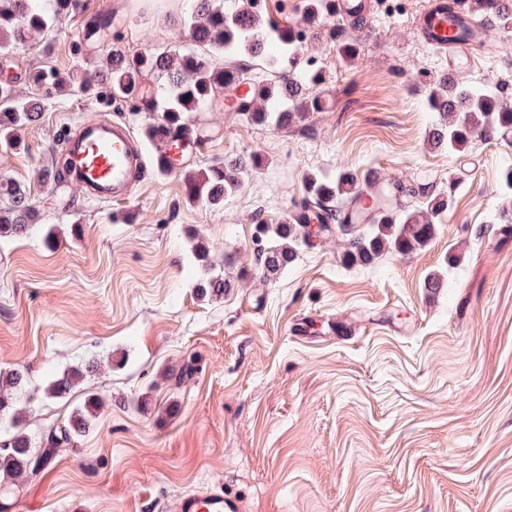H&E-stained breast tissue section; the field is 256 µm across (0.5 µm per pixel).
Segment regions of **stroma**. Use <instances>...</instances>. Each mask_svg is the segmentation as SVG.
<instances>
[{"label":"stroma","mask_w":512,"mask_h":512,"mask_svg":"<svg viewBox=\"0 0 512 512\" xmlns=\"http://www.w3.org/2000/svg\"><path fill=\"white\" fill-rule=\"evenodd\" d=\"M368 2V30L338 16L316 39L298 0H259L263 17L301 31V66L323 76L322 111L288 128L229 109L192 113L200 140L175 172L149 167L119 202L44 182L58 131L108 115L151 160L145 130L157 114L103 86L34 87L26 75L93 68L114 44L182 46L186 0H81L52 36L10 52L16 90L40 115L18 146H0V179L25 186L37 216L25 236H0V369L26 367L37 390L71 365H96L82 388L28 405L34 442L84 392L107 405L77 446L0 492V512H174L181 494L211 486L241 512H512V231L502 218L512 135L465 154L426 139L436 119L426 94L444 74L512 97V28L487 30L452 66L418 36L429 0ZM104 14L115 17L109 40L79 39ZM344 41L354 58L339 54ZM253 154L259 167L223 205L188 200L187 172ZM344 166L453 189L454 203L420 251L349 267L335 233L264 278L258 221L280 222L308 174ZM200 240L205 264L193 257ZM433 273L436 293L424 286ZM217 274L229 288L199 297L197 282ZM189 361L191 378L163 379Z\"/></svg>","instance_id":"35a3bbf8"}]
</instances>
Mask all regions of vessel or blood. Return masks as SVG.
<instances>
[{
    "label": "vessel or blood",
    "mask_w": 512,
    "mask_h": 512,
    "mask_svg": "<svg viewBox=\"0 0 512 512\" xmlns=\"http://www.w3.org/2000/svg\"><path fill=\"white\" fill-rule=\"evenodd\" d=\"M419 28L424 41L435 50L457 60L469 57L486 30L484 22L469 12L449 10L447 0H431L421 16ZM62 144L71 160L64 179L74 181L86 200L125 199L131 187L146 172L141 149L127 126L109 117L82 123L65 135ZM238 499L217 488H204L181 495L175 512H240Z\"/></svg>",
    "instance_id": "b4317fda"
}]
</instances>
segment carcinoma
<instances>
[{
    "instance_id": "cac0c4a2",
    "label": "carcinoma",
    "mask_w": 512,
    "mask_h": 512,
    "mask_svg": "<svg viewBox=\"0 0 512 512\" xmlns=\"http://www.w3.org/2000/svg\"><path fill=\"white\" fill-rule=\"evenodd\" d=\"M501 0H471L478 11L503 25L512 23V11L499 6ZM79 8V0H0V50L30 39L33 33L55 31L59 22ZM311 23L320 27L336 16L335 0H307ZM186 45L175 49L128 54L119 45L112 46L107 56L95 65L94 78L105 85L114 98L135 102L141 112H160L162 122L149 126L148 136L159 141L172 136V145L194 136L189 124L192 112H220L226 102L253 123L271 121L286 127L301 120L306 113L320 109L318 98H310L307 76L298 77L294 93L286 91L287 65L297 71L298 35L291 27L262 19L253 8V0H191V10L183 17ZM112 28V16L96 17L86 23L83 37L100 36ZM240 52L264 62L272 73L268 82H254L238 66H218L214 58L234 56ZM147 73L157 75L152 88L142 85ZM436 121L427 132V141L436 149L458 154L474 140L512 133V107L504 104L499 90L485 85H463L447 75L428 96ZM37 106L17 97L14 81H0V141L17 144V133L35 120ZM259 166L253 156L224 161L186 176L188 198L215 206L235 192L242 176ZM309 198L303 204L299 221L279 224H257V240L274 238L277 245L257 252V264L266 278L282 273L297 257V250L311 247L331 232L346 236L343 259L350 264L367 265L385 252L409 254L425 248L437 232L441 214L453 204L454 194L433 192L420 185L404 188L386 182L373 190L371 205L362 216L367 231H357L350 222L357 209L362 181L348 168L336 173L333 180L314 174L306 178ZM421 198L420 205L413 199ZM0 234H23L29 230L34 206L26 191L11 181H0ZM227 287L219 275L196 284L201 297L220 295ZM93 365L72 366L45 388L48 398L71 392L84 380ZM26 378L22 370L0 369V429L6 439L0 440V485L8 488L48 466L61 448L73 446L87 436L95 419L105 406L102 396L88 393L84 402L54 428L38 449H33L26 432L23 410L18 395Z\"/></svg>"
}]
</instances>
